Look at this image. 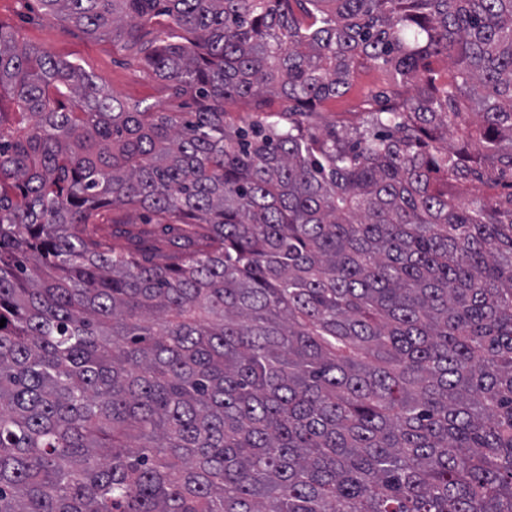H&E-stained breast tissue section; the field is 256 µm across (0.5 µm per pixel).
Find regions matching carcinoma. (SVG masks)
I'll use <instances>...</instances> for the list:
<instances>
[{
  "label": "carcinoma",
  "instance_id": "obj_1",
  "mask_svg": "<svg viewBox=\"0 0 512 512\" xmlns=\"http://www.w3.org/2000/svg\"><path fill=\"white\" fill-rule=\"evenodd\" d=\"M40 4L197 107L0 24V512H512V0ZM385 78V73L379 68H358L343 96L306 108L311 112L308 113L309 121L317 126L336 124L337 129L361 126L367 118V113L376 107L369 92L386 88Z\"/></svg>",
  "mask_w": 512,
  "mask_h": 512
}]
</instances>
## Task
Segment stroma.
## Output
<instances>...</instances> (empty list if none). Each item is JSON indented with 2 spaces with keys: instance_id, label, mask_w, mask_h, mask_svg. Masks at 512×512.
I'll list each match as a JSON object with an SVG mask.
<instances>
[{
  "instance_id": "obj_1",
  "label": "stroma",
  "mask_w": 512,
  "mask_h": 512,
  "mask_svg": "<svg viewBox=\"0 0 512 512\" xmlns=\"http://www.w3.org/2000/svg\"><path fill=\"white\" fill-rule=\"evenodd\" d=\"M0 23L16 29L21 41L38 45L53 56L77 61L124 101L161 112H191L196 108L191 95L175 94L171 82L144 66L135 51L120 49L111 38L91 37L66 27L42 9L38 0H0ZM384 87L381 69L359 68L347 92L313 105L309 120L317 126L333 124L340 129L361 126L375 106L373 93Z\"/></svg>"
}]
</instances>
